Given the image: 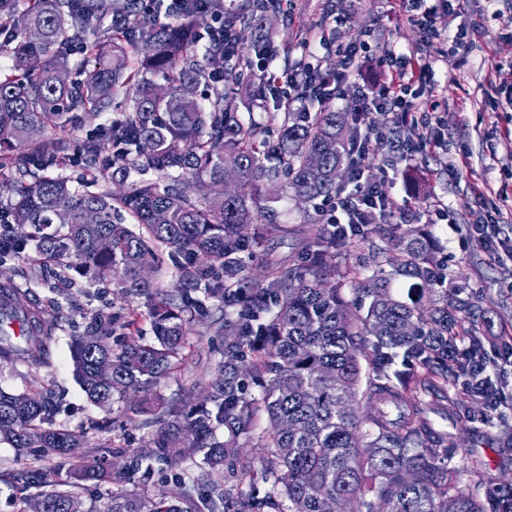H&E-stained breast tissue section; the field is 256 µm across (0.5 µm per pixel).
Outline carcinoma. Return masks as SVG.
I'll return each mask as SVG.
<instances>
[{"instance_id":"1","label":"carcinoma","mask_w":512,"mask_h":512,"mask_svg":"<svg viewBox=\"0 0 512 512\" xmlns=\"http://www.w3.org/2000/svg\"><path fill=\"white\" fill-rule=\"evenodd\" d=\"M277 8L279 0L261 10L248 4L224 12V21L258 30ZM197 25L196 13L175 24L152 21L141 0H0V54L26 61L0 68V189L11 193L0 253L32 246L44 266L119 277L125 292L144 298L154 332L151 343L117 336L110 310L88 313L72 347L87 398L109 407L173 374L189 325L224 311L214 321L224 342L214 348L204 401H175L165 418L141 420L152 430L147 453L106 445L85 456L78 449L89 434L110 433L112 421L56 428L50 395L0 390V441L31 463L7 480L0 474L15 491L16 512H28L34 498L45 512H80L89 483L112 490L88 512H336L342 497L353 512H512V484L483 473L488 494L461 489L448 433L428 419L454 412L448 381L458 366L448 365V351L457 337H470L477 352L482 340L468 304L448 302L422 229L383 221L347 232L318 222L295 259L271 266L267 284L253 280L243 255L275 231L271 203L288 192L307 203L342 192L336 171L353 163L347 146L360 117L324 107L262 122L252 112L243 117L232 88L197 97L209 69L225 62L224 46L198 48ZM269 39L239 44L237 64L288 52V40L278 43L272 32ZM69 42L86 68L62 82ZM245 91L264 108L273 96L262 77L245 80ZM127 96L132 111L84 141V189L73 188L67 147L43 138L44 128L95 120ZM112 157L126 172L159 178L136 180L120 194L92 190ZM227 158L235 160L234 195L195 199L184 191L189 180L224 182ZM90 209L94 224L85 223ZM387 231L400 240L394 253L375 244ZM352 247L373 254L350 301L334 259ZM163 250L178 263L179 286L170 291L160 283ZM396 280L408 285L406 297L394 293ZM57 327L55 312L29 289L0 280L1 366H50ZM365 363L374 371L367 379ZM260 416L268 426L256 437ZM254 437L257 465L240 446ZM195 453L201 471L175 475L167 495L127 489ZM226 474L237 493L224 489ZM55 485L71 491L27 493Z\"/></svg>"}]
</instances>
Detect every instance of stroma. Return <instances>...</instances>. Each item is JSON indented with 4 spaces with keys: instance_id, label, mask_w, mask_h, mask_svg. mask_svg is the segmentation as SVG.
Instances as JSON below:
<instances>
[{
    "instance_id": "obj_1",
    "label": "stroma",
    "mask_w": 512,
    "mask_h": 512,
    "mask_svg": "<svg viewBox=\"0 0 512 512\" xmlns=\"http://www.w3.org/2000/svg\"><path fill=\"white\" fill-rule=\"evenodd\" d=\"M281 8V13L273 15L272 24L276 32L287 33L290 49L287 58L278 57L271 62L274 70L283 69L285 62L300 60L302 38L319 33L331 3L283 0ZM398 12L399 0H361L341 29L342 39L360 43L372 37L378 43L393 45L400 53L430 56L436 93L448 102V138L462 142L469 158L453 178L445 169L447 157L440 149H426L410 161L401 159L385 138L391 128L388 116L374 114L381 137L373 141L372 151L376 155L374 166L384 175L381 189L386 196L385 208L394 216L408 214L412 225L426 229L448 281L461 288L463 299L469 301L478 316L491 322L484 330L487 354H502L506 351L504 337L512 336V261L500 258L498 252L482 247L469 236L480 206L475 187L505 188L507 195L500 207L505 212L512 210V149L502 141L504 133L512 132V108L506 105L494 82V45L488 36L475 38L460 52L464 67H455L453 60L442 58L439 43H424L420 29L400 21ZM443 206L450 208L451 222L436 221L435 212ZM295 237H269L257 256L247 261L253 278L263 280L268 264L292 260ZM0 275L28 286L34 296L43 300L51 298L55 288L65 290L52 365L39 370L0 366V388L17 394L32 389L52 391L57 404L54 420L61 427L112 419L110 438L90 435L87 452L109 442L131 449L146 447L150 431L140 426L139 413L128 410L123 403L107 409L87 400L74 376L70 348L73 336L84 329L86 313L97 308L111 309L118 323L132 322L134 336L152 339L143 298L127 294L116 277L61 282L45 270L36 269L26 254L0 260ZM216 332L210 319L195 321L185 342V366L160 380L154 393L172 402L180 398L185 388L206 380L213 362L211 345L217 340ZM448 395L462 403L460 418L434 414L430 420L436 428L448 432V444L455 449L451 465L459 473L462 488L483 493L484 487L477 481L482 472L499 482L512 481V448L500 438L502 430L512 429V418H486V406L469 396L460 380H450Z\"/></svg>"
}]
</instances>
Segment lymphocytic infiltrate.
Segmentation results:
<instances>
[{
	"label": "lymphocytic infiltrate",
	"instance_id": "f902f5d3",
	"mask_svg": "<svg viewBox=\"0 0 512 512\" xmlns=\"http://www.w3.org/2000/svg\"><path fill=\"white\" fill-rule=\"evenodd\" d=\"M454 0H400V8L409 23L417 26L425 41L445 43V53L457 56L459 50L469 44L473 36L489 28H497L495 45L498 49L496 72L512 69V29L504 27L499 9L483 14L471 27L457 29L451 34H443L435 25L439 11L449 10ZM347 11L335 10L333 24L320 37L304 39L302 47L306 62L302 69L273 75L271 82L279 94L281 105L289 112H300L307 99L323 101L339 96L345 83L360 73L371 63H379L388 71L384 82L365 91L360 102L363 108L390 113L393 123L400 132L395 148L400 155L411 157L418 150V144L410 132L418 126L428 127L433 137L429 144L442 147L443 122L439 116L442 103L431 92L433 66L426 57L413 54L404 56L395 49H383L380 55L370 54L366 45L343 42L340 28ZM326 43L333 46L340 61L339 69H330L322 57L316 53V46ZM352 188L329 204L326 215L331 224L351 225L359 223L361 216L380 215L385 211V196L380 190L378 175L366 166L352 169Z\"/></svg>",
	"mask_w": 512,
	"mask_h": 512
}]
</instances>
